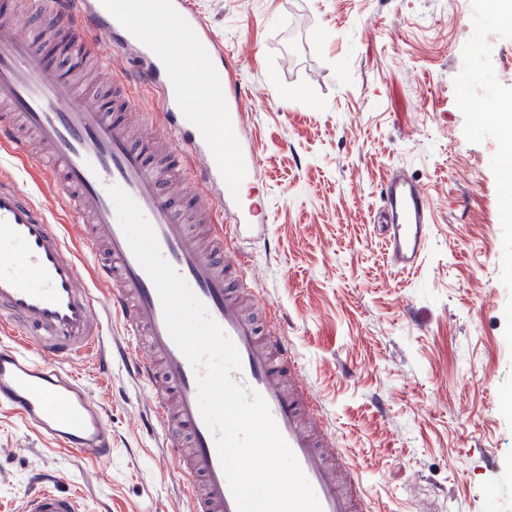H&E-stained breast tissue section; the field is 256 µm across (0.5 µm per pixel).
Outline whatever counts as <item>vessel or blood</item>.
<instances>
[{"label": "vessel or blood", "mask_w": 512, "mask_h": 512, "mask_svg": "<svg viewBox=\"0 0 512 512\" xmlns=\"http://www.w3.org/2000/svg\"><path fill=\"white\" fill-rule=\"evenodd\" d=\"M31 6L34 34L23 36L0 21V133L12 117L34 131L76 222L90 220L86 236L100 276L112 284V315L123 324L122 345L131 373L151 391L149 417L165 437L168 457L180 462L182 494L190 512H237L215 440L197 401L195 371L167 330L153 281L132 253L108 194L125 190L153 226L163 257L207 307L236 345L242 368L233 378L259 392L313 487L322 512H363L356 489H345L324 454L336 438H315L308 420L318 409L304 382L286 387L295 353L274 325L258 330L240 295L253 276L239 241L267 226L256 205L241 195L259 164L254 143L236 153L215 152L209 121L213 99H222L226 128L245 134L240 96L224 92V52L188 0H16ZM87 34L85 49L108 61L125 54L139 83L156 99L155 120L167 132L172 167L149 161L147 143L136 142L117 113L135 111L130 82L112 77V103L88 107L74 99L66 74L44 60L60 20ZM183 41L196 65L182 69L166 51L168 37ZM197 101H190V87ZM190 176L209 221L228 217L223 234L203 241L173 204L166 183ZM381 231L394 266L417 269L428 249L432 223L424 187L404 171L381 187ZM0 319L24 336L26 349L0 345V408L14 411L43 438L78 449L99 462L112 458V433L101 407L68 361L103 346V322L66 241L48 213L11 177L0 178ZM189 444H182V437ZM23 512H83L79 497L41 488Z\"/></svg>", "instance_id": "1"}]
</instances>
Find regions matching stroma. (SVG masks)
Listing matches in <instances>:
<instances>
[{
	"label": "stroma",
	"mask_w": 512,
	"mask_h": 512,
	"mask_svg": "<svg viewBox=\"0 0 512 512\" xmlns=\"http://www.w3.org/2000/svg\"><path fill=\"white\" fill-rule=\"evenodd\" d=\"M249 95L262 164L244 198L269 230L241 245L259 273V323L275 316L369 512H512V25L496 0H191ZM79 100L112 94L71 54ZM433 214L422 265L387 258L376 216L395 169ZM0 170L51 214L93 289L105 347L123 339L85 230L55 182L0 141ZM112 432L102 464L0 409V512H23L42 475L84 512H189L149 389L121 360L72 361Z\"/></svg>",
	"instance_id": "stroma-1"
}]
</instances>
